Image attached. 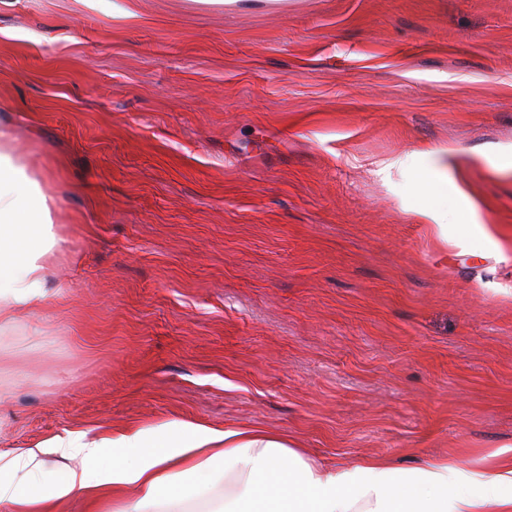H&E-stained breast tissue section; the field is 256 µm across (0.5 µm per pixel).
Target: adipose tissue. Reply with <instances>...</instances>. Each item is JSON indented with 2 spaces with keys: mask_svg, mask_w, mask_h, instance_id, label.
<instances>
[{
  "mask_svg": "<svg viewBox=\"0 0 512 512\" xmlns=\"http://www.w3.org/2000/svg\"><path fill=\"white\" fill-rule=\"evenodd\" d=\"M55 208L0 124V330L48 298ZM50 452L87 464L43 484ZM495 456L480 470L452 457L408 469L361 458L328 469L279 435L171 422L94 438L71 432L0 453V504L48 512V503L106 489L112 512H190L194 502L205 512H512V455ZM131 488L135 497H126Z\"/></svg>",
  "mask_w": 512,
  "mask_h": 512,
  "instance_id": "adipose-tissue-1",
  "label": "adipose tissue"
}]
</instances>
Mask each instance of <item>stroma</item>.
<instances>
[{
  "label": "stroma",
  "mask_w": 512,
  "mask_h": 512,
  "mask_svg": "<svg viewBox=\"0 0 512 512\" xmlns=\"http://www.w3.org/2000/svg\"><path fill=\"white\" fill-rule=\"evenodd\" d=\"M0 122L59 239L0 331V452L172 421L329 465L512 448V0H0Z\"/></svg>",
  "instance_id": "obj_1"
}]
</instances>
